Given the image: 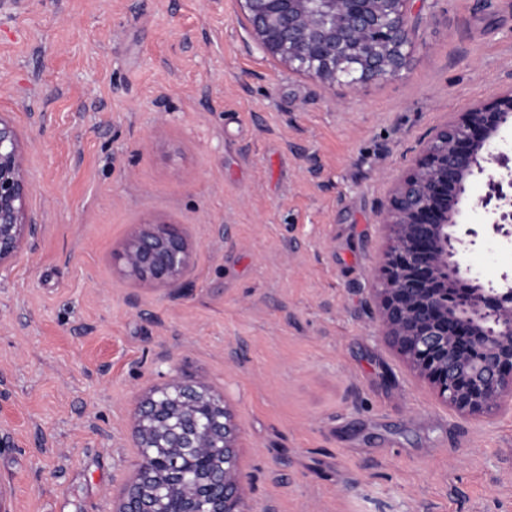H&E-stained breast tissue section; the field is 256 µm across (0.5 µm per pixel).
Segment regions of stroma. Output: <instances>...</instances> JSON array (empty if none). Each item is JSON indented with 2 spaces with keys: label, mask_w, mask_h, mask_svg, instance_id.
I'll use <instances>...</instances> for the list:
<instances>
[{
  "label": "stroma",
  "mask_w": 512,
  "mask_h": 512,
  "mask_svg": "<svg viewBox=\"0 0 512 512\" xmlns=\"http://www.w3.org/2000/svg\"><path fill=\"white\" fill-rule=\"evenodd\" d=\"M395 77L331 89L260 51L238 0H0V114L35 246L0 271L11 512H114L140 397L223 394L246 512H512V413L443 405L379 332L381 212L432 127L512 84V0H411ZM180 225L183 283L116 261ZM499 285L512 245L464 253Z\"/></svg>",
  "instance_id": "stroma-1"
}]
</instances>
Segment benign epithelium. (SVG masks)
<instances>
[{"instance_id":"7a95c632","label":"benign epithelium","mask_w":512,"mask_h":512,"mask_svg":"<svg viewBox=\"0 0 512 512\" xmlns=\"http://www.w3.org/2000/svg\"><path fill=\"white\" fill-rule=\"evenodd\" d=\"M410 0H240L259 49L330 88L400 73L412 47ZM512 124V87L434 127L383 212L378 267L383 336L438 399L460 414L512 411V280L485 286L466 247L489 231L512 242V158L492 151ZM489 191L473 202L492 222L458 228L466 185L486 166ZM21 136L0 115V268L35 235ZM123 273L158 288L182 283L191 252L180 225L145 221L118 256ZM140 462L116 512H244L239 432L224 399L176 378L139 404Z\"/></svg>"}]
</instances>
